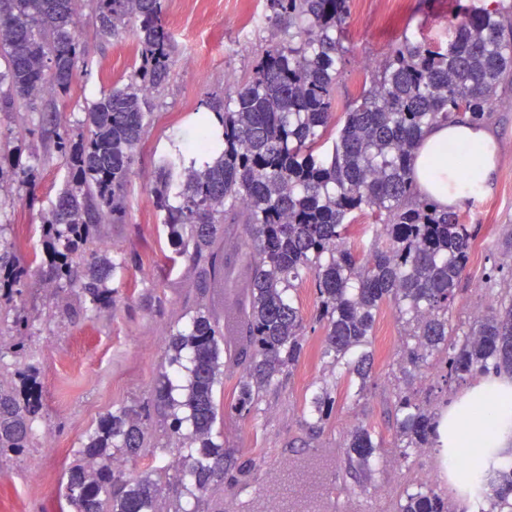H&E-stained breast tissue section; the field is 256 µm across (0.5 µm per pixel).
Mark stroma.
<instances>
[{
	"label": "stroma",
	"mask_w": 512,
	"mask_h": 512,
	"mask_svg": "<svg viewBox=\"0 0 512 512\" xmlns=\"http://www.w3.org/2000/svg\"><path fill=\"white\" fill-rule=\"evenodd\" d=\"M483 0H351L344 44L349 52L336 88V110L344 112L358 97L366 79L402 37L447 47L449 18L459 7ZM75 29L85 42L88 62L78 68L72 90L55 103L73 133H81L87 108L103 93L126 81L135 56L130 37L105 41L92 26L88 6L79 7ZM165 23L176 45L172 76L154 95L152 120L141 147L129 189L125 223L104 224L108 245L137 254L140 266L116 274L112 285L144 283V299L131 310L104 308L77 323H45L51 289H24L20 298L36 317L29 340L28 364L35 368L42 416L33 439L21 454L0 460V512H69L62 483L73 453L101 417L148 398L162 370L169 328L182 322L184 299L194 273L189 267L170 271L163 256L167 244L158 226L150 183L159 156L187 146L197 130L208 95H232L248 77L256 58L281 31L263 18V0H168ZM43 102L0 114V150L28 158L41 143L39 116ZM497 147L492 190L458 206L462 223L473 225L476 244L448 313L452 328L468 329L501 302L512 299V84L504 83L487 114ZM35 194L10 180H0V224L6 237L20 235L42 250L41 225L69 178L58 155L34 162ZM403 329L393 306H383L375 324L373 387L355 395L343 368L322 354L321 333H308L306 355L285 389L272 392L255 418L221 417L213 432L239 465L232 479L209 496L205 512H258L272 477L289 465L321 462L317 489L302 479L293 484L299 499H310L312 512H396L405 489L420 485L425 473L437 474L436 485L457 512H469L472 497L439 470L440 449L426 448L403 457L392 445L390 418L395 400L397 353ZM328 383L335 399L331 417L318 433L305 427L304 411L312 391ZM364 424L386 442L372 462L370 482L355 480L343 445L350 430ZM158 447L137 457L119 456L114 468L137 475L159 468L183 452L178 439L156 430Z\"/></svg>",
	"instance_id": "35a3bbf8"
}]
</instances>
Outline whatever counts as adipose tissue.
Returning a JSON list of instances; mask_svg holds the SVG:
<instances>
[{"label": "adipose tissue", "instance_id": "1", "mask_svg": "<svg viewBox=\"0 0 512 512\" xmlns=\"http://www.w3.org/2000/svg\"><path fill=\"white\" fill-rule=\"evenodd\" d=\"M494 142L481 127L459 122L426 129L415 160L420 191L441 205L456 206L491 190L496 171ZM467 154L472 175L461 179L453 149ZM439 442L449 457L463 451L503 455L512 449V379L486 378L449 405L439 426Z\"/></svg>", "mask_w": 512, "mask_h": 512}]
</instances>
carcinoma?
<instances>
[{"instance_id":"obj_1","label":"carcinoma","mask_w":512,"mask_h":512,"mask_svg":"<svg viewBox=\"0 0 512 512\" xmlns=\"http://www.w3.org/2000/svg\"><path fill=\"white\" fill-rule=\"evenodd\" d=\"M96 35H128L136 59L129 79L85 112V132L73 138L51 123L41 138L42 160L55 151L70 180L43 222L45 255L31 253L19 236L0 244L6 289L48 285L55 303L47 320L75 321L103 307H131L138 282L121 293L107 286L116 269L138 264L135 255L110 251L101 224H123L138 148L150 124L153 94L169 80L175 47L164 21L165 0H91ZM77 0H0V112H15L45 95L67 94L86 49L74 26ZM264 16L288 37L272 43L248 80L228 98L210 96L188 150L211 156L203 167L185 166L183 154L161 158L150 188L170 249L171 267L194 270L185 297L190 323L170 333L165 359L186 374L172 397L162 377L150 400L123 406L99 421L66 473L65 497L73 512H160L169 471L184 483L192 508L203 512L224 478V444L213 437L219 416L216 389L224 361L242 368L229 408L241 419L264 397L285 386L305 352L307 324L298 290L318 299L314 322L323 354L345 363L358 393L371 386L373 330L382 306L395 307L405 342L398 361L407 381L437 370L448 381L473 372L512 373V299L458 335L448 311L475 240L472 225L438 203L418 198L413 161L424 129L484 120L499 87L512 81V5H470L451 18L448 47L433 49L405 37L396 42L354 107L336 116V83L345 63L349 0H266ZM19 186L35 192L32 166L9 155ZM379 221L366 251L352 241L357 215ZM240 268L249 275V300L237 307L226 332L204 301L217 281ZM0 347L16 357L34 335L26 310L4 301ZM23 366L0 372V458L30 442L41 402L23 397ZM334 400L328 385L313 392L308 428L321 430ZM187 444L171 465L131 477L112 468L114 453L137 456L151 447L152 414ZM191 431L183 433L184 424ZM437 418L410 389L396 393L394 447L403 455L437 442ZM383 439L366 425L347 435L345 455L356 478L371 473ZM466 475L486 472L475 498L478 512H512V463L468 455ZM398 512H452L448 496L432 485L407 491Z\"/></svg>"}]
</instances>
